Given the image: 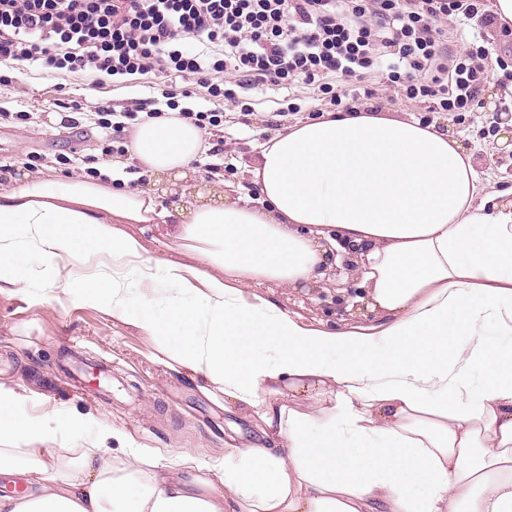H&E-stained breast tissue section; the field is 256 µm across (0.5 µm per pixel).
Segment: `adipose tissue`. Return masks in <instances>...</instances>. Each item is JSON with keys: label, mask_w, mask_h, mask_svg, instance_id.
I'll return each mask as SVG.
<instances>
[{"label": "adipose tissue", "mask_w": 512, "mask_h": 512, "mask_svg": "<svg viewBox=\"0 0 512 512\" xmlns=\"http://www.w3.org/2000/svg\"><path fill=\"white\" fill-rule=\"evenodd\" d=\"M205 150L168 115L132 131L110 181L43 173L0 184V281L37 249L60 274L89 267L84 301L150 337L224 410L252 409L262 441L204 479L166 464L113 466L57 446L51 415L0 384V512H512V188L485 192L473 151L389 112H325L270 135L248 165L255 195L187 184ZM148 181L130 186L128 160ZM172 209L160 201L171 193ZM172 225L185 262L147 257L129 224ZM361 274L368 325L325 329L246 287L325 286L340 254ZM161 286L164 311L128 307ZM480 387H473V376Z\"/></svg>", "instance_id": "1"}]
</instances>
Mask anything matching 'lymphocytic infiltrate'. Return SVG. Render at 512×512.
<instances>
[{
    "instance_id": "f902f5d3",
    "label": "lymphocytic infiltrate",
    "mask_w": 512,
    "mask_h": 512,
    "mask_svg": "<svg viewBox=\"0 0 512 512\" xmlns=\"http://www.w3.org/2000/svg\"><path fill=\"white\" fill-rule=\"evenodd\" d=\"M481 0H0V62L112 78L172 70L242 105L254 90L334 77L335 105L376 99L479 105L486 51L450 60L443 19Z\"/></svg>"
}]
</instances>
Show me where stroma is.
Returning a JSON list of instances; mask_svg holds the SVG:
<instances>
[{
    "mask_svg": "<svg viewBox=\"0 0 512 512\" xmlns=\"http://www.w3.org/2000/svg\"><path fill=\"white\" fill-rule=\"evenodd\" d=\"M447 29L452 57L481 45L490 51L494 77L481 93L482 111L433 112L423 100L387 97L378 102L361 99L357 106H378L448 129L475 147L488 189L512 187V146L505 140L512 130L491 122L493 113H512V82L503 81L504 74H512V27L496 29L475 18L464 25L448 24ZM174 83L167 73L125 85L104 76L63 75L35 65L18 69L0 63V166L20 170L34 161L60 176L100 167L109 159L110 140L93 124L80 133L69 129L66 118L73 107L88 113L99 100L107 99L117 113L139 111L149 101L161 108ZM178 103L196 112L213 108L223 112L221 126L204 131L210 140H223V153L201 155L194 166L201 176L221 177L244 187L250 183L245 166L255 159L273 113L285 112L284 122L289 125L309 119L311 111L331 109L328 100L315 98L303 84L257 93L248 117L240 107L214 104L201 87ZM291 104L298 105V113L288 112ZM19 111L28 113L27 122L1 118L2 113ZM65 156L70 162L64 166L60 160ZM15 262L31 277L22 284L0 286V383L23 395V413L39 417L54 412L58 438L71 440L76 448L97 443L104 430L123 432L131 438L132 448L109 441L107 457L124 462L132 452L145 450L163 463L181 456L200 464L204 477L209 465L223 459L228 438L256 439L252 418L226 415L201 390L199 380L173 374L160 362L152 339L83 301L76 285L85 273L82 265H73L66 280L54 278L39 253H18ZM251 292L275 300L312 325L349 328L365 322L331 287L291 290L267 283L253 286ZM75 415L84 416L86 423L73 440L65 424Z\"/></svg>",
    "mask_w": 512,
    "mask_h": 512,
    "instance_id": "1",
    "label": "stroma"
}]
</instances>
